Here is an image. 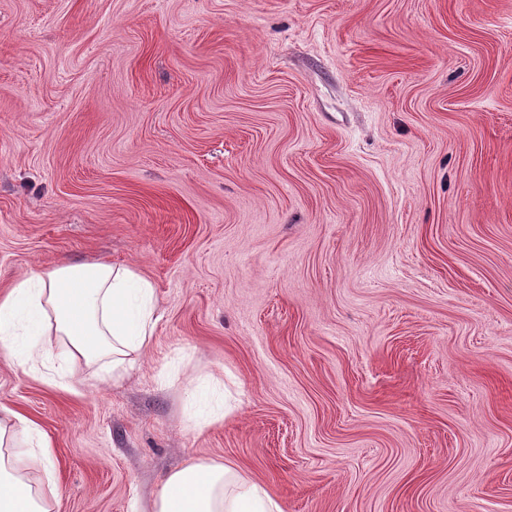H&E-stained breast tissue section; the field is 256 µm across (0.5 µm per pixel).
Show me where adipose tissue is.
<instances>
[{
    "mask_svg": "<svg viewBox=\"0 0 512 512\" xmlns=\"http://www.w3.org/2000/svg\"><path fill=\"white\" fill-rule=\"evenodd\" d=\"M158 318L150 280L128 266L105 261L56 267L16 281L0 296V346L21 364L43 356V336H58L71 359L111 357L120 371L147 349ZM21 441L43 468L42 483L57 493L51 445L38 425L21 414L0 412V512H47L38 490L11 461ZM149 512H282L278 501L231 466L197 460L169 472Z\"/></svg>",
    "mask_w": 512,
    "mask_h": 512,
    "instance_id": "1",
    "label": "adipose tissue"
}]
</instances>
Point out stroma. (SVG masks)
<instances>
[{
	"mask_svg": "<svg viewBox=\"0 0 512 512\" xmlns=\"http://www.w3.org/2000/svg\"><path fill=\"white\" fill-rule=\"evenodd\" d=\"M60 260L159 320L118 380L0 351L50 512L193 460L283 512H512V0H0V290Z\"/></svg>",
	"mask_w": 512,
	"mask_h": 512,
	"instance_id": "1",
	"label": "stroma"
}]
</instances>
